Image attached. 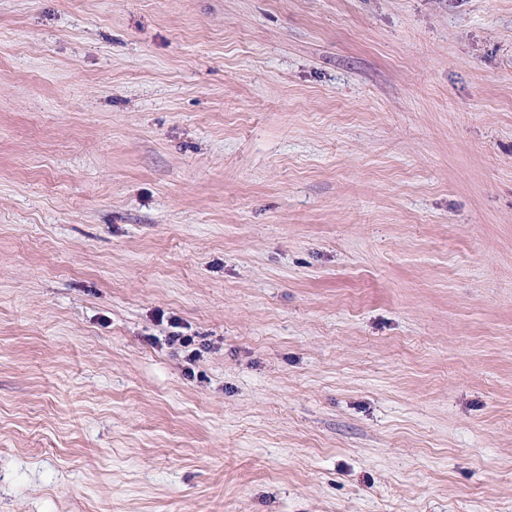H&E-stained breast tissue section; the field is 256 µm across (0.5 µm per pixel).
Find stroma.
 <instances>
[{"label": "stroma", "mask_w": 512, "mask_h": 512, "mask_svg": "<svg viewBox=\"0 0 512 512\" xmlns=\"http://www.w3.org/2000/svg\"><path fill=\"white\" fill-rule=\"evenodd\" d=\"M0 512H512V0H0Z\"/></svg>", "instance_id": "stroma-1"}]
</instances>
